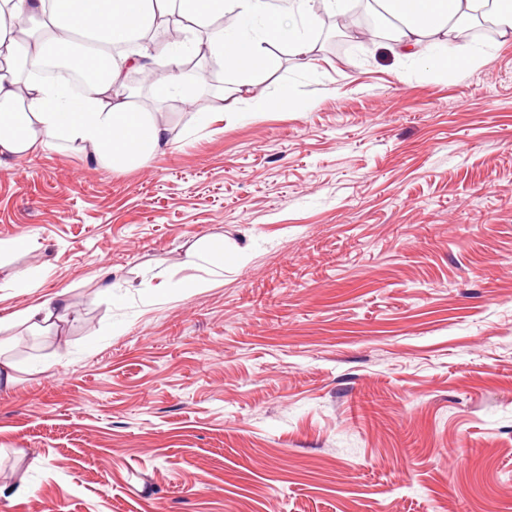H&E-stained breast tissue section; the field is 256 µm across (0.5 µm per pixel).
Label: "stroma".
Masks as SVG:
<instances>
[{
    "label": "stroma",
    "mask_w": 512,
    "mask_h": 512,
    "mask_svg": "<svg viewBox=\"0 0 512 512\" xmlns=\"http://www.w3.org/2000/svg\"><path fill=\"white\" fill-rule=\"evenodd\" d=\"M309 36L254 87L293 107L226 121L219 72L147 166L0 161V512H512V38L441 78ZM199 261L207 263L215 269L224 271V247L223 250L218 251L213 248L212 243H207L202 251L188 254L186 264L197 266L200 265ZM70 308L66 292L60 291L53 297L17 313V319L23 324H30L32 327L39 326L40 322H48L60 311Z\"/></svg>",
    "instance_id": "1"
}]
</instances>
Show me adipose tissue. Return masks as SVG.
Masks as SVG:
<instances>
[{"instance_id": "adipose-tissue-1", "label": "adipose tissue", "mask_w": 512, "mask_h": 512, "mask_svg": "<svg viewBox=\"0 0 512 512\" xmlns=\"http://www.w3.org/2000/svg\"><path fill=\"white\" fill-rule=\"evenodd\" d=\"M392 20L385 47L403 61L440 73L482 65L483 53L453 41L463 24L490 20L512 34V0H374ZM340 0H0V47L8 56L0 73V157L21 160L59 142L77 144L88 157L114 170L141 167L172 142L164 113L133 100L129 71L167 68L154 85L164 99L184 95V57L224 71L219 91L227 119L239 118L238 103L268 112L292 100L252 94L253 77L278 70L283 55L312 51L308 26L317 9L338 12ZM238 24L228 29L225 15ZM50 58L89 75L88 90L70 96L65 87L35 79Z\"/></svg>"}]
</instances>
